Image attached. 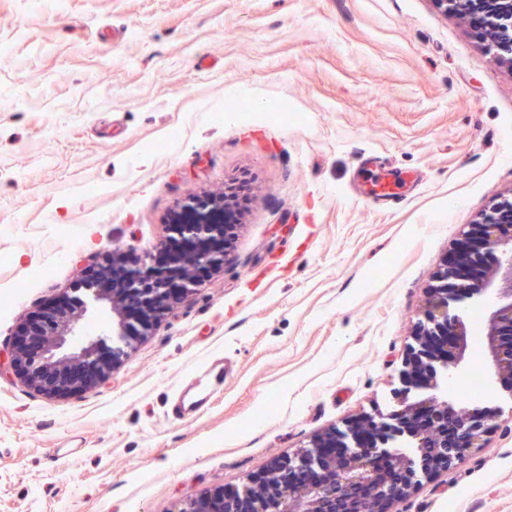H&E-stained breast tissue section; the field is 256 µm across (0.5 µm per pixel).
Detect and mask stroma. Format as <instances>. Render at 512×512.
Wrapping results in <instances>:
<instances>
[{"label":"stroma","mask_w":512,"mask_h":512,"mask_svg":"<svg viewBox=\"0 0 512 512\" xmlns=\"http://www.w3.org/2000/svg\"><path fill=\"white\" fill-rule=\"evenodd\" d=\"M0 512H171L387 410L427 291L512 195V68L434 0H0ZM248 174L223 269L105 379L7 366L87 265ZM234 368L170 410L204 354ZM389 512H512V399Z\"/></svg>","instance_id":"stroma-1"}]
</instances>
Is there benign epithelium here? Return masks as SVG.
Segmentation results:
<instances>
[{"label":"benign epithelium","instance_id":"benign-epithelium-1","mask_svg":"<svg viewBox=\"0 0 512 512\" xmlns=\"http://www.w3.org/2000/svg\"><path fill=\"white\" fill-rule=\"evenodd\" d=\"M485 24L492 36L489 51L497 61L512 66V0H496ZM503 212L512 214V198L499 202L471 225L448 257L414 335L417 344L436 337L446 341L431 370L412 355L406 358L401 388L390 411L354 419L342 430L318 436L297 456L275 460L261 472L263 482L254 475L246 478V484L255 487L249 495L236 487L228 498L221 488L190 501L178 512H336L342 501L349 504V512H386V506L403 497L412 484L378 482L375 467L386 464L394 470L429 475L422 459L444 457L449 466L457 461L460 455L447 456L445 436L418 415L425 408L447 412L448 381H466V322L460 303L474 296L484 301V345L497 390L512 398V231L506 232V225L496 221ZM170 231L197 244L185 255L171 256L172 265L180 269L176 281L158 279L151 288L152 293L168 295L177 303L201 285V271L224 266V216L220 211L190 214L182 223L171 225ZM78 291L82 292L77 301L80 311L65 312L50 321L36 319L17 337L10 365L38 390L67 394L97 383L134 342L153 329L152 321L136 322V312L129 307L143 291L135 277L127 285L126 300L112 301L110 358H103L93 343L82 347L73 361L55 358V351L76 335L89 305L105 300L90 282L80 283ZM134 322L138 323L136 333L131 332ZM491 417L483 408L457 412L456 427L466 449L483 447ZM292 471H315L317 478L304 483L281 480Z\"/></svg>","mask_w":512,"mask_h":512}]
</instances>
